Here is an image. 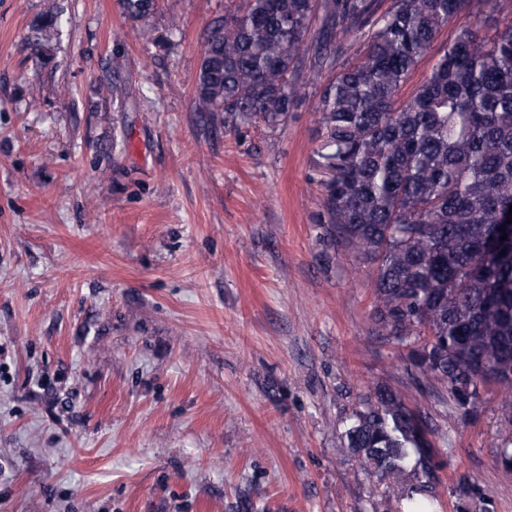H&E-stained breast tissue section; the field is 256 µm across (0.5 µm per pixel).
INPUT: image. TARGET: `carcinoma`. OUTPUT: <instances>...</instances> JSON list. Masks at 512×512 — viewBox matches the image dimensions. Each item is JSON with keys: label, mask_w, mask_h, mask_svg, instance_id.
Segmentation results:
<instances>
[{"label": "carcinoma", "mask_w": 512, "mask_h": 512, "mask_svg": "<svg viewBox=\"0 0 512 512\" xmlns=\"http://www.w3.org/2000/svg\"><path fill=\"white\" fill-rule=\"evenodd\" d=\"M474 20L440 50L425 82L397 95L466 0H241L214 21L194 92L195 110L224 113L235 131H274L305 97L304 67L332 77L317 102L311 158L324 197L322 239L373 264L375 319L391 340L420 339L410 359L445 385L464 416L481 389L512 390V17L489 38ZM140 21L158 0H119ZM319 34L307 35L314 20ZM58 16L37 27L48 53ZM340 437L382 480L425 512L439 450L425 420L378 385Z\"/></svg>", "instance_id": "cac0c4a2"}]
</instances>
